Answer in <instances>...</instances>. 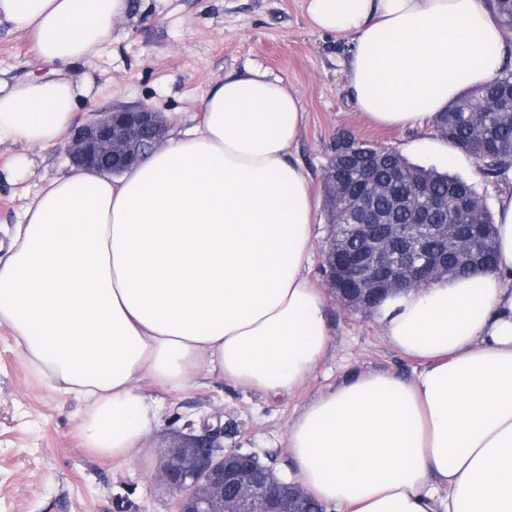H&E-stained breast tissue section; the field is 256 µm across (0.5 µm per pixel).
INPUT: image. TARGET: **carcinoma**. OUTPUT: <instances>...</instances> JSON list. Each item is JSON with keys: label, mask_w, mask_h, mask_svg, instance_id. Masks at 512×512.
Instances as JSON below:
<instances>
[{"label": "carcinoma", "mask_w": 512, "mask_h": 512, "mask_svg": "<svg viewBox=\"0 0 512 512\" xmlns=\"http://www.w3.org/2000/svg\"><path fill=\"white\" fill-rule=\"evenodd\" d=\"M488 2L496 21L503 27H511L512 0ZM511 84L512 68L505 65L498 77L483 86L463 92L445 111L438 113L433 122L435 131L450 147L473 157L484 175L491 178L512 167V95L496 93V87ZM476 131L484 139L501 146V149L484 152L471 144L472 135ZM346 148L355 151V156L336 168L335 180L325 182V206L331 224L353 223V198L363 182L362 167L366 163L367 153L373 151L374 144L342 134L336 139L332 154ZM400 170L414 175L416 187L422 190L426 200L442 205L438 223H456V208L467 204L476 211L477 221L489 237V240L480 242L476 252L457 251L448 254L452 266L451 276L467 277L479 271H493L496 267L495 220L474 187L461 179L416 166L394 150L391 158L376 166L373 171V178L388 188L386 193L376 199L379 207L391 208L393 199L409 190L406 183L394 178V172Z\"/></svg>", "instance_id": "cac0c4a2"}]
</instances>
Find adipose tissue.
<instances>
[{"mask_svg": "<svg viewBox=\"0 0 512 512\" xmlns=\"http://www.w3.org/2000/svg\"><path fill=\"white\" fill-rule=\"evenodd\" d=\"M129 0H0L53 76L0 79V142L68 132L91 82L58 72L98 53ZM312 25L351 37L350 96L412 126L500 72L507 45L483 0H308ZM282 80L252 71L203 94L190 120L120 176L71 169L40 186L0 257V326L57 392L84 403L82 444L128 462L201 373L294 393L329 349L312 284L314 201L293 160L304 122ZM495 271L443 279L376 310L408 380L356 375L289 424L295 479L331 512H512V189L496 204Z\"/></svg>", "mask_w": 512, "mask_h": 512, "instance_id": "ef3b65f1", "label": "adipose tissue"}]
</instances>
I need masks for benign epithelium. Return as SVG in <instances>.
Returning <instances> with one entry per match:
<instances>
[{"instance_id": "7a95c632", "label": "benign epithelium", "mask_w": 512, "mask_h": 512, "mask_svg": "<svg viewBox=\"0 0 512 512\" xmlns=\"http://www.w3.org/2000/svg\"><path fill=\"white\" fill-rule=\"evenodd\" d=\"M169 129L163 112L151 106H115L75 131L68 159L80 169L118 174L157 150ZM458 222L464 229L459 237L448 235L446 224H390L363 198L356 223L331 232L325 257L331 292L369 281L396 291L448 276V261L426 253L422 241L426 236L452 249L471 246L479 225L470 223L463 205ZM398 237L406 243L403 261L392 248ZM183 429L188 444L159 449L157 479L176 493L174 512H311L300 484L281 480L253 453L224 450V427L188 419Z\"/></svg>"}]
</instances>
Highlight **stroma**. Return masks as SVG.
Here are the masks:
<instances>
[{
	"instance_id": "stroma-1",
	"label": "stroma",
	"mask_w": 512,
	"mask_h": 512,
	"mask_svg": "<svg viewBox=\"0 0 512 512\" xmlns=\"http://www.w3.org/2000/svg\"><path fill=\"white\" fill-rule=\"evenodd\" d=\"M127 17L98 54L65 66L72 80L91 76L94 91L79 101L75 126L120 104L146 103L164 114L188 117L202 94L229 74L259 70L298 95L304 125L293 159L312 175L314 257L309 275L326 288L324 250L329 224L323 171L337 136L348 133L396 149L413 164L458 176L495 207L512 186L479 173L471 156L448 162L426 148L431 125L384 128L372 124L348 92L350 39L317 31L306 0H130ZM24 33L0 28V78L22 81L49 73ZM69 138L33 150L34 174L16 185L0 183V246L8 247L30 188L70 169ZM333 342L293 395L271 398L218 377L179 392L148 384L162 401L150 437L151 453L122 464L86 451L78 434L80 402L50 388L24 361L8 327H0V512H172L174 494L153 477L154 449L173 443L186 420L224 428L225 448L256 454L281 475L292 470L286 447L289 422L302 407L350 375L386 371L410 379L418 364L384 340L374 313L326 299Z\"/></svg>"
}]
</instances>
